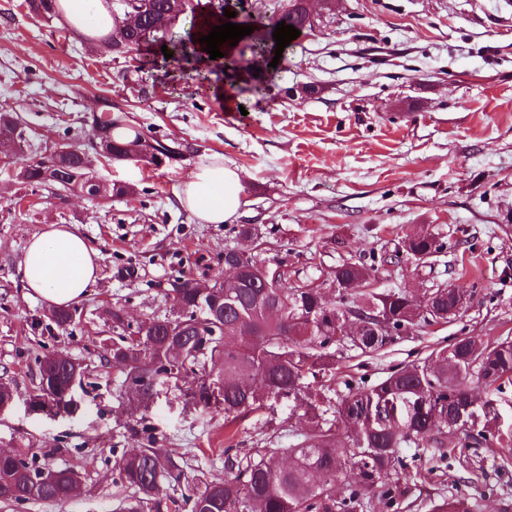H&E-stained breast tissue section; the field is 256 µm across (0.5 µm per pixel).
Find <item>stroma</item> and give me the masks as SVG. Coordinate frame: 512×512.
<instances>
[{"label":"stroma","instance_id":"stroma-1","mask_svg":"<svg viewBox=\"0 0 512 512\" xmlns=\"http://www.w3.org/2000/svg\"><path fill=\"white\" fill-rule=\"evenodd\" d=\"M158 52L152 43L116 56L38 17L26 0H0V112L23 121L31 150L68 140L104 183L136 188L119 199H59L21 184L19 160L0 154V381L18 390L0 413V450L73 468L82 480L72 498L0 500V512H119L131 490L116 463L147 443L175 451L189 478L220 480L226 445L286 448L307 432L302 399L291 396L268 398L230 423L222 409L189 404L164 385L138 406L104 358L113 310L133 325L168 313L173 281L212 282L225 249L281 262L291 279L311 281L329 278L341 260L390 254L407 234L454 243L423 265L386 264L378 286L417 296L472 289L460 316L370 356L344 353L341 378L372 384L455 338L512 337V0H335L267 71L265 94L248 79L237 85L241 114H228L212 90L223 73L199 83L170 61L145 76ZM309 84L316 94L296 96ZM106 100L133 126L189 152L161 168L100 157L93 112ZM213 155L242 177L243 205L230 224L198 223L177 199ZM51 224L74 225L103 256L66 330L48 319L44 301L27 297L19 272L28 240ZM244 225L251 237L240 235ZM54 351L84 375L73 390L77 410L50 416L32 410L26 395L40 359ZM503 460L469 449L443 477L423 480L419 498L400 512H429L431 499L449 492L469 497L474 512H500L512 501V464Z\"/></svg>","mask_w":512,"mask_h":512}]
</instances>
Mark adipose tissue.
I'll return each mask as SVG.
<instances>
[{"mask_svg":"<svg viewBox=\"0 0 512 512\" xmlns=\"http://www.w3.org/2000/svg\"><path fill=\"white\" fill-rule=\"evenodd\" d=\"M58 10L65 23L83 36L101 37L112 31L105 0H58ZM242 189L237 168L216 156L194 168L178 201L199 223H230L242 206ZM101 259L77 228L53 224L29 239L19 270L28 296L52 306H70L96 282Z\"/></svg>","mask_w":512,"mask_h":512,"instance_id":"1","label":"adipose tissue"}]
</instances>
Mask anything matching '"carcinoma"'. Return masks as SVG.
I'll return each mask as SVG.
<instances>
[{"mask_svg":"<svg viewBox=\"0 0 512 512\" xmlns=\"http://www.w3.org/2000/svg\"><path fill=\"white\" fill-rule=\"evenodd\" d=\"M148 15L129 18L120 13L112 35L100 39L105 51L123 55L129 49L157 41L154 18L167 14L182 16V0H152ZM32 11L51 19L57 15L56 0H29ZM240 24L254 31L240 39L254 56H275L273 32L277 23L266 16L241 9ZM279 20L299 31L308 29L307 16L300 7L282 13ZM198 38L195 25L163 40L167 52L180 62L188 78L206 81L220 70L221 62L210 67L197 65ZM98 127L110 133L118 151L136 143L143 133L136 130L118 137L119 118L102 109L96 117ZM0 153L22 159L18 178L33 188H49L60 196L71 192L61 179L47 181L44 171L57 165L71 177L84 175L83 158L72 153L55 158H22L27 144L26 130L10 112L0 113ZM403 253L414 260H429L447 252L451 244L434 234L407 235ZM379 260L370 255L365 261L344 260L331 271L327 287L334 298H326L320 286L309 282H288L281 276L276 288H263L253 274H243L242 287L228 288L231 274L218 285L224 288V318L209 311L211 302L188 281L174 289L173 310L153 317L126 332L120 311L112 312L118 339L106 357L125 375H140L134 399L145 402L155 387L174 381L177 389L198 405L210 404L206 382L194 386L190 379L200 371L217 373L224 381V417L230 418L269 397L296 395L302 380L322 375L336 383V355L356 351L373 354L394 339L415 332L425 325L446 323L464 310L472 297L466 288H434L425 298H417L402 288L379 290ZM77 309L71 306L52 309L50 320L59 328L75 324ZM182 320L184 352L166 347L164 324ZM39 382L29 392L33 408L48 413H68L74 406L71 383L74 363L63 354L45 355L39 361ZM512 381V339L483 341L472 336L457 339L437 349L423 361L402 366L377 383L366 387L345 382L347 393L334 419L319 414L316 406L305 404L304 416L309 431L292 448L224 449V479L202 481L183 496L189 512H369L371 497L379 495L388 512H396L409 499L421 478L401 455L403 448H422L432 444L437 454L431 470L448 467V457L457 448L475 441L502 448L512 445V434L500 432L487 420L477 433H464L448 439L452 417L458 407L478 402L486 408L490 389ZM438 395L448 401L446 423L439 428L432 412L420 403ZM121 482L134 489L122 501L120 512H177L178 500L161 497L156 480L180 486L185 481L183 467L174 454L146 446L124 454L117 463ZM39 467L20 453H0V498L17 505L33 500H64L72 491L74 470L62 468L55 482L33 480ZM353 471L357 480L338 486V479ZM431 512H473L468 497L452 495L431 500Z\"/></svg>","mask_w":512,"mask_h":512,"instance_id":"cac0c4a2","label":"carcinoma"}]
</instances>
